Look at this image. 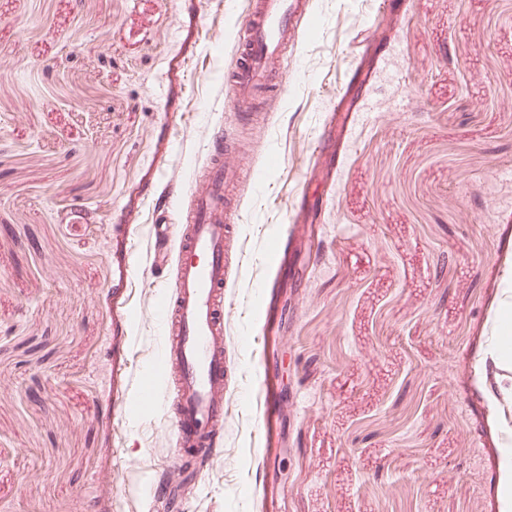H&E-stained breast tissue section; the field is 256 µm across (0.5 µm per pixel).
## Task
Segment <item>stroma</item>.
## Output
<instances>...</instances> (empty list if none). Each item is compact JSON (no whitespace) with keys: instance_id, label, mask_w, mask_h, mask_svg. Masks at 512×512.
Wrapping results in <instances>:
<instances>
[{"instance_id":"obj_1","label":"stroma","mask_w":512,"mask_h":512,"mask_svg":"<svg viewBox=\"0 0 512 512\" xmlns=\"http://www.w3.org/2000/svg\"><path fill=\"white\" fill-rule=\"evenodd\" d=\"M237 123L249 0H0V512H501L512 0H315ZM222 129L242 184L224 442L137 390L176 264L151 233ZM290 367L282 394L279 363Z\"/></svg>"}]
</instances>
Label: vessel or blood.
Wrapping results in <instances>:
<instances>
[{
  "mask_svg": "<svg viewBox=\"0 0 512 512\" xmlns=\"http://www.w3.org/2000/svg\"><path fill=\"white\" fill-rule=\"evenodd\" d=\"M314 0H251L235 38L236 62L224 83L240 120L260 110L262 93L282 98L288 51L298 44V23ZM229 144L217 134L206 145L207 169L188 206L172 208L178 261L172 294L161 311V367L177 452L210 454L223 430L224 288L238 238L236 173L224 167Z\"/></svg>",
  "mask_w": 512,
  "mask_h": 512,
  "instance_id": "1",
  "label": "vessel or blood"
}]
</instances>
